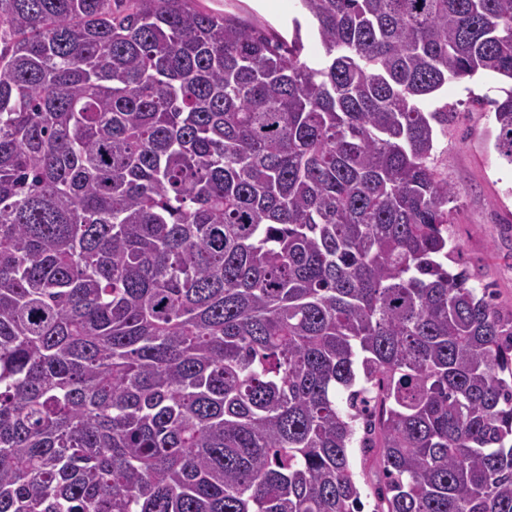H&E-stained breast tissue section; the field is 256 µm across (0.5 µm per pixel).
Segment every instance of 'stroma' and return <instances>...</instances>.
Wrapping results in <instances>:
<instances>
[{
  "mask_svg": "<svg viewBox=\"0 0 512 512\" xmlns=\"http://www.w3.org/2000/svg\"><path fill=\"white\" fill-rule=\"evenodd\" d=\"M218 11H246L287 31L297 15L298 0H200ZM497 79L480 76L452 82L443 95L455 107L445 134L439 137V157L449 182L461 198L448 234L476 282L493 284L499 307L512 311V167L500 157L487 132L493 126L488 107L473 104V96H498Z\"/></svg>",
  "mask_w": 512,
  "mask_h": 512,
  "instance_id": "obj_1",
  "label": "stroma"
}]
</instances>
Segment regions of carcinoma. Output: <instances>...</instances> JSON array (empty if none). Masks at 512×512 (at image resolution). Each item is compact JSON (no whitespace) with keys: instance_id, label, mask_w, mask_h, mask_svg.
<instances>
[{"instance_id":"obj_1","label":"carcinoma","mask_w":512,"mask_h":512,"mask_svg":"<svg viewBox=\"0 0 512 512\" xmlns=\"http://www.w3.org/2000/svg\"><path fill=\"white\" fill-rule=\"evenodd\" d=\"M198 2L0 0V512H363L355 444L373 512H512V313L422 107L512 83V0ZM201 6L209 10L241 12L258 20H267L282 33L288 31L291 19L297 15L298 0H200ZM246 11V12H245ZM352 463L353 470L363 490V497H365L366 494L372 491L373 485L378 483L379 474L375 468H370L368 464H364L359 448H353Z\"/></svg>"}]
</instances>
